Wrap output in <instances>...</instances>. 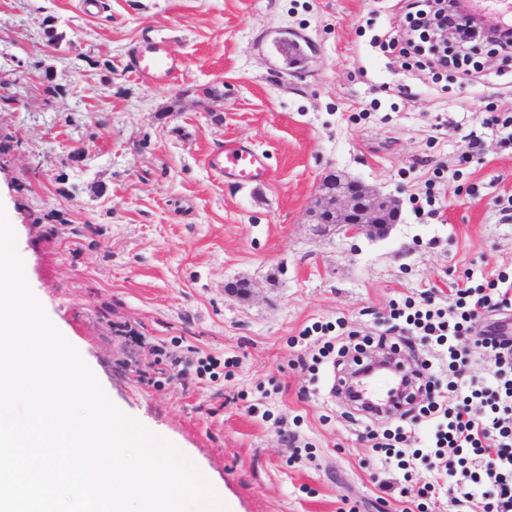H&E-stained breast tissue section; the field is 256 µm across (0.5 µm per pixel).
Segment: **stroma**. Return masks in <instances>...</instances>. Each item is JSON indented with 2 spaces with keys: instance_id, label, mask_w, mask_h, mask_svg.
I'll return each mask as SVG.
<instances>
[{
  "instance_id": "35a3bbf8",
  "label": "stroma",
  "mask_w": 512,
  "mask_h": 512,
  "mask_svg": "<svg viewBox=\"0 0 512 512\" xmlns=\"http://www.w3.org/2000/svg\"><path fill=\"white\" fill-rule=\"evenodd\" d=\"M403 14L400 0H0V205L28 283L113 403L184 452L229 512H337L344 496L398 512L379 504L360 439L392 415L334 389L349 361L301 369L298 337L341 319L371 340L391 299L431 289L442 303L456 278L512 270L498 206L512 145L484 130L459 162L478 112L512 114V66L483 52L466 86L452 67L422 81L374 45ZM147 39L181 62L169 84L129 69ZM214 86L223 97L207 98ZM234 139L265 151L269 181L210 171ZM441 166L459 177L415 213ZM329 174L400 198L386 237L311 223ZM159 349L214 370L150 382Z\"/></svg>"
}]
</instances>
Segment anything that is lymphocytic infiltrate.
Masks as SVG:
<instances>
[{
  "label": "lymphocytic infiltrate",
  "instance_id": "lymphocytic-infiltrate-1",
  "mask_svg": "<svg viewBox=\"0 0 512 512\" xmlns=\"http://www.w3.org/2000/svg\"><path fill=\"white\" fill-rule=\"evenodd\" d=\"M486 312H512V276L454 282L444 308L428 296L388 304L386 334L437 346L420 364L426 405L402 412L393 432L366 435L380 470L402 471L399 495L418 512L444 491L458 512H512V336L498 329L481 340L484 376L468 367L471 324Z\"/></svg>",
  "mask_w": 512,
  "mask_h": 512
}]
</instances>
